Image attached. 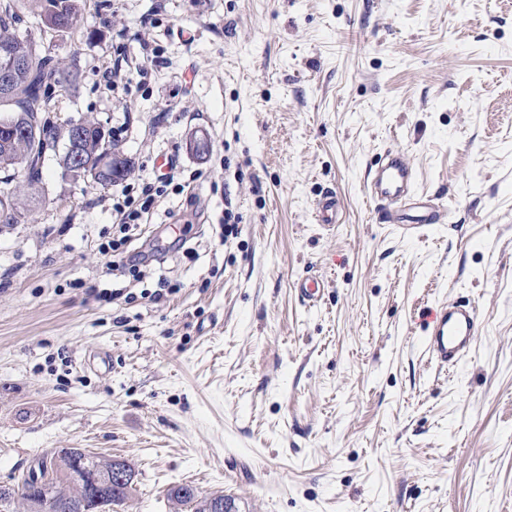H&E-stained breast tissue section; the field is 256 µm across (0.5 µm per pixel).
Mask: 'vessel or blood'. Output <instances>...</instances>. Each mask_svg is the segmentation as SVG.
I'll return each mask as SVG.
<instances>
[{
	"instance_id": "obj_1",
	"label": "vessel or blood",
	"mask_w": 512,
	"mask_h": 512,
	"mask_svg": "<svg viewBox=\"0 0 512 512\" xmlns=\"http://www.w3.org/2000/svg\"><path fill=\"white\" fill-rule=\"evenodd\" d=\"M416 181L417 171L405 151L393 146L379 154L368 170L365 191L382 223H407L414 228L447 223L446 208L418 199ZM337 212L335 193L324 192L316 203L319 222L336 223ZM478 331L473 307L455 300L440 302L427 317L425 350L438 366H456L470 353Z\"/></svg>"
}]
</instances>
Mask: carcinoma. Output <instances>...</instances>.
I'll use <instances>...</instances> for the list:
<instances>
[{
	"label": "carcinoma",
	"instance_id": "1",
	"mask_svg": "<svg viewBox=\"0 0 512 512\" xmlns=\"http://www.w3.org/2000/svg\"><path fill=\"white\" fill-rule=\"evenodd\" d=\"M82 0H0V45L13 44L26 57L12 66L0 56V68H10L9 90L0 94V126L9 125L14 132L0 130V223L22 224L27 210L18 206L10 188L15 173H25L27 185L36 189L48 157L56 158L64 175L73 179L91 177L105 188L125 179L130 161L108 141L105 131L91 123L69 121L52 126L44 119L47 109L46 82L53 75L51 56L43 53L28 35L17 31L21 10L37 12L48 31L74 30L81 21ZM112 461L86 453L81 448H60L49 461H40L22 483L0 492V512H12L20 503L24 512H114L132 488L136 474L128 467L130 482L109 488L98 501L89 499V488L96 479L108 476ZM182 487L172 488L168 498L190 512H216V496L181 494Z\"/></svg>",
	"mask_w": 512,
	"mask_h": 512
}]
</instances>
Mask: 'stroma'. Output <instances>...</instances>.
Wrapping results in <instances>:
<instances>
[{
    "mask_svg": "<svg viewBox=\"0 0 512 512\" xmlns=\"http://www.w3.org/2000/svg\"><path fill=\"white\" fill-rule=\"evenodd\" d=\"M83 4L73 31L23 15L78 72L46 117L103 125L132 171L96 188L47 161L27 223L0 224V485L83 448L134 466L117 512H173L185 483L233 512H512V0ZM389 145L452 223L377 222ZM171 156L123 248L149 258L113 274L112 207ZM445 297L480 322L450 370L424 348ZM338 202L336 194L327 190L316 203L318 221L322 224H337Z\"/></svg>",
    "mask_w": 512,
    "mask_h": 512,
    "instance_id": "stroma-1",
    "label": "stroma"
}]
</instances>
